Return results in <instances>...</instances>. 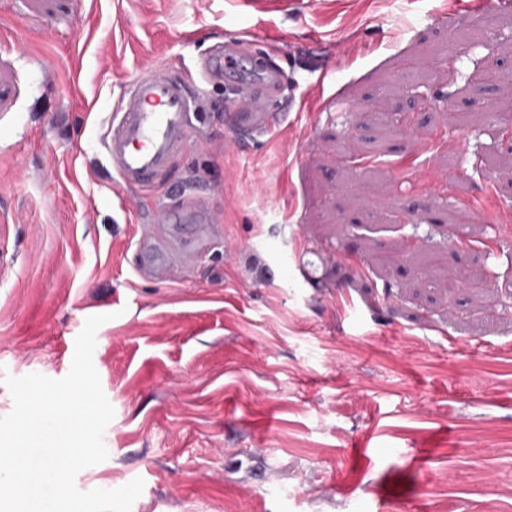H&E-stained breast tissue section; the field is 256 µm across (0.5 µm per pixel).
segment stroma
Here are the masks:
<instances>
[{"label":"stroma","instance_id":"35a3bbf8","mask_svg":"<svg viewBox=\"0 0 512 512\" xmlns=\"http://www.w3.org/2000/svg\"><path fill=\"white\" fill-rule=\"evenodd\" d=\"M240 32L236 78L285 77L275 137L235 143L214 85L200 145L125 189L100 143L129 81ZM503 65L499 0H0V376L63 378L107 315L109 456L77 488L142 478L131 512H484L512 488ZM184 193L216 234L161 282L137 239Z\"/></svg>","mask_w":512,"mask_h":512}]
</instances>
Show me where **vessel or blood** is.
I'll return each instance as SVG.
<instances>
[{"label": "vessel or blood", "mask_w": 512, "mask_h": 512, "mask_svg": "<svg viewBox=\"0 0 512 512\" xmlns=\"http://www.w3.org/2000/svg\"><path fill=\"white\" fill-rule=\"evenodd\" d=\"M247 35H234L200 58L201 83L224 80V69L236 60ZM264 87L244 80L237 84L231 110L224 115L227 127L239 137L264 138L274 133L281 118L271 109L270 89L283 82L280 71L268 73ZM190 92L179 77L165 69L139 74L130 84L120 109L113 112L104 140L112 170L121 185L135 190L160 184L167 177L173 156L190 142L187 121ZM195 227V248L187 250L181 227ZM210 245L207 210L193 197L168 212L162 223L146 225L137 242L138 269L156 278H168L173 270L191 263Z\"/></svg>", "instance_id": "b4317fda"}]
</instances>
